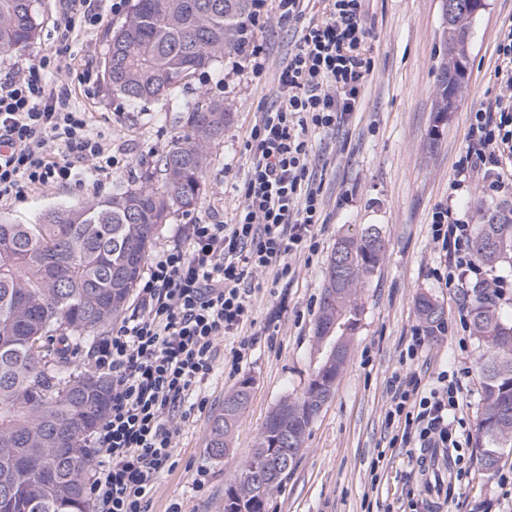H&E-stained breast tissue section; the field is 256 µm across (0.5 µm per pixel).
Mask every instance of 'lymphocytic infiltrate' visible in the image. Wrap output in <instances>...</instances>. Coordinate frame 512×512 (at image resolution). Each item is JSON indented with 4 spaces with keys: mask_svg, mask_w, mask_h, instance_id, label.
<instances>
[{
    "mask_svg": "<svg viewBox=\"0 0 512 512\" xmlns=\"http://www.w3.org/2000/svg\"><path fill=\"white\" fill-rule=\"evenodd\" d=\"M322 20L304 25L279 75L281 104L250 132L243 202L230 224H191L184 237L154 255L137 285V304L90 359L111 377L112 395L94 443L103 457L87 492L100 512H149L159 480L172 469L182 422L203 408L217 345L238 339L250 349L251 294L262 276L295 277L293 259L318 246L322 202L309 174L312 136L335 129L359 110L373 62L365 0H326ZM492 106L473 112L459 164L463 180L480 172L493 190L512 192L500 175L512 153V25L498 45ZM119 161L104 133L53 78L50 56L0 75V204L57 186L100 184ZM444 259L433 276L462 288L482 268L471 250L472 228L438 205L430 226ZM461 384L440 372L422 386L414 372L392 382L385 424L391 444L442 448L457 455L469 433L456 416Z\"/></svg>",
    "mask_w": 512,
    "mask_h": 512,
    "instance_id": "1",
    "label": "lymphocytic infiltrate"
}]
</instances>
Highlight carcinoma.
<instances>
[{"mask_svg":"<svg viewBox=\"0 0 512 512\" xmlns=\"http://www.w3.org/2000/svg\"><path fill=\"white\" fill-rule=\"evenodd\" d=\"M255 0H134L130 14L110 35L103 76L112 95L129 105L159 102L183 112V133L171 140L156 164L115 187L112 194L67 208L48 206L32 224L0 219V512H92L86 490L96 450L89 445L107 411L105 392L85 384L72 353L93 343L125 311L160 227L178 212L195 208L203 193L210 146L224 134L230 113L224 102L183 98L185 80L244 50ZM473 18L460 12L442 30L447 52L438 67L433 111L448 112V80L459 59L469 57ZM36 0H0V49H24L39 36ZM501 208L478 212L472 241L489 269L512 258V218ZM350 256L336 279L335 256L326 269L316 334L336 320L353 330L354 304L385 253L375 233L345 236L335 251ZM419 318L443 321L431 298L416 299ZM470 329L482 347V414L475 433L481 471L493 478L502 450L512 448V322L497 304L476 291ZM341 359L316 372L288 407L270 414L245 456L224 512H241L255 482L265 480L270 499L288 472H275L269 451L287 434L302 448L305 435L334 393ZM246 377L224 398L210 423L208 453L224 457L227 437L249 397Z\"/></svg>","mask_w":512,"mask_h":512,"instance_id":"obj_1","label":"carcinoma"}]
</instances>
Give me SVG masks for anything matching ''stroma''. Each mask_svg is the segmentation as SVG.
<instances>
[{
    "instance_id": "obj_1",
    "label": "stroma",
    "mask_w": 512,
    "mask_h": 512,
    "mask_svg": "<svg viewBox=\"0 0 512 512\" xmlns=\"http://www.w3.org/2000/svg\"><path fill=\"white\" fill-rule=\"evenodd\" d=\"M111 0H99L100 21L83 28L69 48H59L54 30L63 12L61 0H39V38L22 51L0 49V71L43 54L55 56L56 82L89 112L96 130L112 140V150L127 160L100 187L70 186L39 191L22 201L0 205V216L14 224L34 223L50 205L73 206L112 192L140 167L153 166L179 134L176 112L151 102L130 107L113 98L104 80L84 81V68L100 71L107 40L125 13L112 12ZM277 0H264L263 20L251 32L255 57L224 61L188 78L190 100H223L232 118L210 147L199 205L173 214L155 240L154 250L171 244L188 224L232 223L242 202L250 130L261 113L283 98L278 81L301 34V23H280ZM371 35L367 54L374 62L359 112L333 132L312 142L310 171L321 186L324 226L310 258H297L291 280L265 281L252 297L258 342L240 364H232V339L218 346L216 370L204 392L206 406L182 424L175 466L165 474L150 512H224V495L253 448L271 411L285 397L307 387L333 340L317 342L315 320L328 259L346 234L377 228L386 244L384 258L362 288L357 325L345 335L347 355L336 389L310 426L295 468L272 495L268 512H410L408 490L422 486L416 457L392 446L385 411L395 375L413 371L433 383L441 371L462 382L457 412L475 431L482 412L480 347L470 328L457 319L469 288H448L432 275L440 263L430 234L435 208L451 203L455 217L476 224V208L512 202V193L484 186L455 190L458 162L467 150L470 114L492 104L499 92L489 75L496 48L512 21V0H488L470 37V69L464 102L443 121L432 110L437 64L446 20L441 0H367ZM424 294L444 311L448 332L431 331L427 347L408 358L407 347L422 323L415 307ZM251 378L249 404L234 430L230 450L221 459L207 451L212 417L242 378ZM464 473L451 480L443 512H512V449L505 450L494 477L481 471L474 446L462 448ZM208 481L198 486L199 471Z\"/></svg>"
}]
</instances>
